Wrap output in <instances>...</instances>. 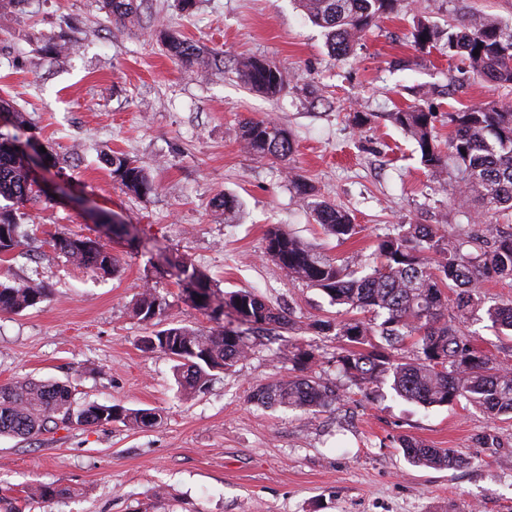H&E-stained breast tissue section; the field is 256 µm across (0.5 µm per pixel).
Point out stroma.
I'll return each mask as SVG.
<instances>
[{"instance_id": "stroma-1", "label": "stroma", "mask_w": 512, "mask_h": 512, "mask_svg": "<svg viewBox=\"0 0 512 512\" xmlns=\"http://www.w3.org/2000/svg\"><path fill=\"white\" fill-rule=\"evenodd\" d=\"M512 24V0H398L387 18L346 56L297 0H142L137 16L115 22L99 0H0V101L26 124L0 131L35 138L56 161L42 178L63 194L25 207L21 230L31 255L0 260V282L42 279L47 299L0 314V386L23 377L68 382L79 401L159 412L157 426L120 422L64 428L29 441L0 437V496L23 512H512V418L492 417L466 400L427 406L390 384L351 385L339 377L342 342L311 330L346 314L307 283L293 281L264 254L268 228L281 227L323 247L338 263L373 264L381 237L402 224L440 233L475 214L450 177L435 179L416 142L387 113L420 106L438 113L435 136L448 151V115L511 102L512 86L484 83L444 44L449 24L469 14ZM435 28L433 46L413 39L418 20ZM68 30L73 46L46 52ZM219 53L223 67L185 68L160 31ZM276 64L285 88L269 99L237 77L238 59ZM368 121L357 125L355 114ZM271 119L294 142L290 163L249 154L244 119ZM139 159L157 186L134 196L112 177L107 157ZM298 174L319 199L347 210L357 234L326 236L290 183ZM239 206L224 213L222 195ZM117 215L137 238H104L97 213ZM104 239L119 260L96 278L55 250V237ZM194 264L215 295L255 290L290 310L296 330L217 374L191 397L177 391L173 364L143 351L151 330L133 313L143 288L165 298L163 323L209 329L186 300L174 261ZM476 349L512 368V334L486 319L465 327ZM310 347L314 375L335 379L341 398L311 419L252 401L261 384L288 377L276 357L291 344ZM449 448L450 469L409 462L398 439ZM55 484L68 495L45 503L28 488Z\"/></svg>"}]
</instances>
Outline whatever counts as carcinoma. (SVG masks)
<instances>
[{"mask_svg":"<svg viewBox=\"0 0 512 512\" xmlns=\"http://www.w3.org/2000/svg\"><path fill=\"white\" fill-rule=\"evenodd\" d=\"M397 0H300L306 16L327 30L331 50L349 54L354 43L382 16L395 9ZM102 9L117 22L135 16L137 0H101ZM433 26L420 20L414 43L434 41ZM174 57L192 67L203 60L200 48L187 40L163 39ZM448 53L460 54L486 83L512 85V25L488 15H471L448 26ZM479 55H474V51ZM238 78L252 90L274 98L284 88L281 70L259 58H245L236 66ZM387 117L417 144L423 165L436 177L448 172V160L434 145L436 112L413 106L390 112ZM452 133L448 148L455 161L453 177L464 199L484 213L512 216V106L491 102L463 112L448 113ZM244 149L257 157L286 161L293 154L288 131L269 119H248L240 125ZM0 133V197L15 209H0V255L8 256L24 245L18 212L40 197L23 161ZM112 176L128 192L144 196L157 190L139 161L115 152L108 158ZM316 221L326 235L345 242L357 234L350 214L325 200L312 202ZM54 248L94 275L111 276L118 259L98 239L69 234L57 237ZM265 254L294 280L319 288L330 303L357 311L333 324L318 320L314 329L336 330V338L348 343L336 353L342 372L358 385L391 381L396 394L423 405H448L461 398L493 416L512 413V370L494 365L475 349L456 321L482 309L479 285L489 277H512V232L489 222L479 236L465 226L445 236L431 224H402L395 235L377 244V262L364 276L290 234L273 229L266 235ZM180 279L188 301L219 320L231 309L247 332L269 336L296 326L291 313L268 304L250 289L228 293L213 302L207 277L191 263H183ZM455 292L456 312L448 313L445 289ZM49 288L40 279L22 285L0 283V313H19L42 302ZM167 303L145 288L136 314L145 322L161 321ZM371 313L380 318H364ZM495 326L512 331V301L485 309ZM417 335L420 355L396 360L389 350ZM145 347L173 361L179 390L196 392L210 383L214 373L234 366L252 351L244 332L231 326L200 330L173 324L144 337ZM292 364L293 374L274 383L257 386L252 398L269 407H284L316 414L340 399L336 384L305 374L313 354L299 346L279 352ZM161 416L151 410L125 409L118 405L80 404L71 386L22 378L0 386V436L36 439L44 433L70 426H102L120 421L133 428L155 426ZM398 443L416 466L452 468L462 462L448 448H433L408 436ZM65 493L53 484L38 485L30 495L45 502Z\"/></svg>","mask_w":512,"mask_h":512,"instance_id":"carcinoma-1","label":"carcinoma"}]
</instances>
